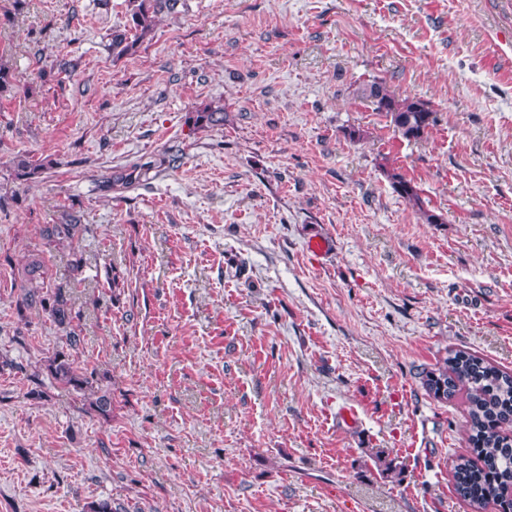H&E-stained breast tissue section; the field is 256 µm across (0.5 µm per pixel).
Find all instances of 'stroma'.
Listing matches in <instances>:
<instances>
[{
	"label": "stroma",
	"instance_id": "35a3bbf8",
	"mask_svg": "<svg viewBox=\"0 0 512 512\" xmlns=\"http://www.w3.org/2000/svg\"><path fill=\"white\" fill-rule=\"evenodd\" d=\"M129 18L0 0V512H471L465 405L422 375L456 350L512 372V0H180L113 59ZM375 80L428 134L355 96ZM19 152L47 169L15 179ZM65 210L79 236L47 244ZM32 253L70 327L18 311ZM70 330L109 416L48 374ZM356 96L389 118L395 132L408 141L423 138L435 122L434 112L424 103L397 99L383 82L373 81L358 87ZM140 166L133 164L129 169L120 168L112 171L109 177H106L103 184L106 188L114 191H125L135 184L136 177L133 175Z\"/></svg>",
	"mask_w": 512,
	"mask_h": 512
}]
</instances>
